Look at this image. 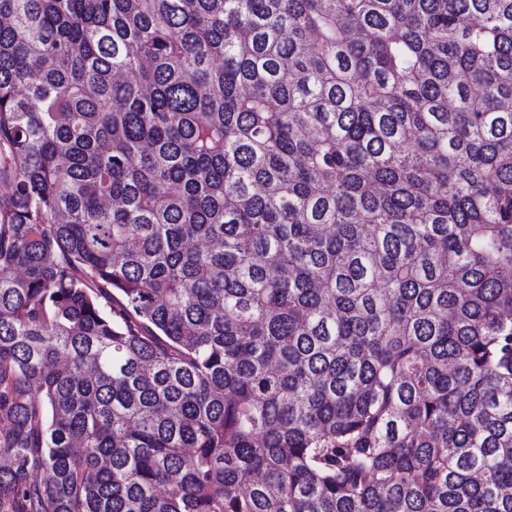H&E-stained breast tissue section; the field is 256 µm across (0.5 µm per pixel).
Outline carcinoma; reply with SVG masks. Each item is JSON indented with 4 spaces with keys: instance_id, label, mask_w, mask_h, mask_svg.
I'll return each mask as SVG.
<instances>
[{
    "instance_id": "cac0c4a2",
    "label": "carcinoma",
    "mask_w": 512,
    "mask_h": 512,
    "mask_svg": "<svg viewBox=\"0 0 512 512\" xmlns=\"http://www.w3.org/2000/svg\"><path fill=\"white\" fill-rule=\"evenodd\" d=\"M0 512H512V0H0Z\"/></svg>"
}]
</instances>
